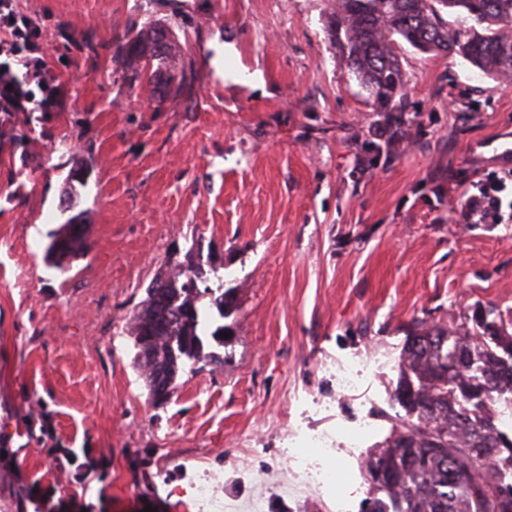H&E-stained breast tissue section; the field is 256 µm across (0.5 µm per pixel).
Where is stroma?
<instances>
[{"label":"stroma","instance_id":"1","mask_svg":"<svg viewBox=\"0 0 512 512\" xmlns=\"http://www.w3.org/2000/svg\"><path fill=\"white\" fill-rule=\"evenodd\" d=\"M68 84L25 103L32 156L0 161V512H199L190 485L220 472L227 512H330L282 491L285 429L369 418L339 492L361 512L358 458L389 435L416 322L512 315V217L466 224L448 199L512 169V83L402 46L412 138L370 157L377 105L327 33L325 0H16ZM159 21L186 62L163 98L124 78L120 46ZM236 56L215 63L214 43ZM265 90L228 86L242 69ZM87 218L90 250L49 267V232ZM196 252L236 288L230 365L181 372L153 403L126 322L167 260ZM372 356L355 390L342 362ZM326 408L316 411L311 401ZM254 447L240 467L243 445ZM95 469L81 483L49 451Z\"/></svg>","mask_w":512,"mask_h":512}]
</instances>
